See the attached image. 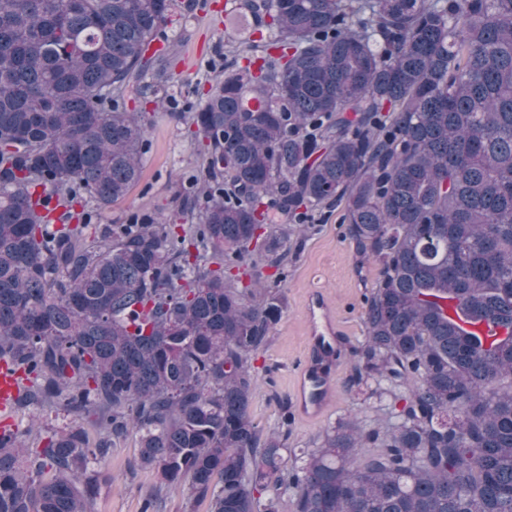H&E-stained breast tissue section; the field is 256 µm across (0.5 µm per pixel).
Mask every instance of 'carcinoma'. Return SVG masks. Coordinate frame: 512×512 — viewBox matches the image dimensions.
<instances>
[{
    "instance_id": "cac0c4a2",
    "label": "carcinoma",
    "mask_w": 512,
    "mask_h": 512,
    "mask_svg": "<svg viewBox=\"0 0 512 512\" xmlns=\"http://www.w3.org/2000/svg\"><path fill=\"white\" fill-rule=\"evenodd\" d=\"M173 7L0 0V364L74 420L0 433V512H93L131 435L211 512H512V0H238L250 57L178 114L198 223L88 236L140 178ZM327 205L381 264L353 379L394 421L342 418L296 470L249 413L284 305L259 264Z\"/></svg>"
}]
</instances>
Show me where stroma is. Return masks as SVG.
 Returning <instances> with one entry per match:
<instances>
[{
  "label": "stroma",
  "instance_id": "stroma-1",
  "mask_svg": "<svg viewBox=\"0 0 512 512\" xmlns=\"http://www.w3.org/2000/svg\"><path fill=\"white\" fill-rule=\"evenodd\" d=\"M223 7L224 0H205L187 24L169 22L175 99L143 105L150 147L141 176L125 200L105 209L92 208V223L125 224L135 212L177 221L183 202L193 193L189 178L200 167L201 146L175 115L196 104L197 89H208L209 79L230 64H243L248 55L251 26L234 12L212 19V10ZM284 271L285 278L279 280L272 269L262 270L266 283L284 296L285 308L266 344L251 358L258 389L249 412L261 435L279 436L286 448L299 455L318 447L339 418H355L366 429L386 421L391 399L370 395L366 386L352 381L355 354L366 341L364 312L379 263L358 253L335 208L313 212L301 231L290 236ZM314 291L321 292L333 309L341 362L325 409L308 418L299 409L297 376L309 354L305 304ZM8 417L28 448L39 446L45 430L70 422L57 403L13 410ZM105 471L108 479L100 486L93 512H210L208 501L190 499L178 489H161L157 474L141 467L135 440L111 447Z\"/></svg>",
  "mask_w": 512,
  "mask_h": 512
}]
</instances>
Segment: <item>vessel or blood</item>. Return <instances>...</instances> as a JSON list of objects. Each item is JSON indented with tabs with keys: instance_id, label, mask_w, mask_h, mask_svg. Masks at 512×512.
Here are the masks:
<instances>
[{
	"instance_id": "obj_1",
	"label": "vessel or blood",
	"mask_w": 512,
	"mask_h": 512,
	"mask_svg": "<svg viewBox=\"0 0 512 512\" xmlns=\"http://www.w3.org/2000/svg\"><path fill=\"white\" fill-rule=\"evenodd\" d=\"M312 356L298 376V392L304 410L318 412L331 380L335 364L331 357L336 329L327 303L319 297L308 304ZM19 380L7 368L0 367V411H9L19 391Z\"/></svg>"
}]
</instances>
